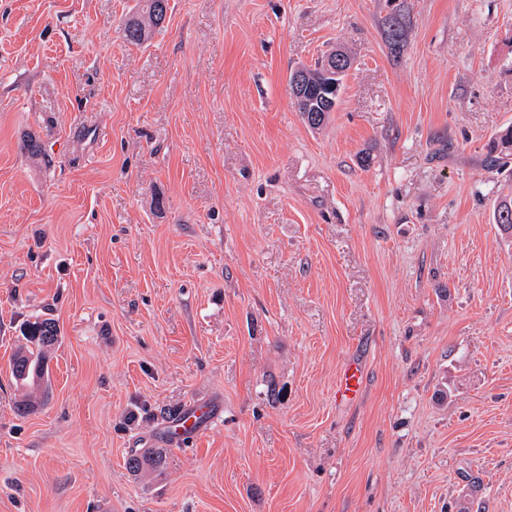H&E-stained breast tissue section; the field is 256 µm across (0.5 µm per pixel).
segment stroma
I'll list each match as a JSON object with an SVG mask.
<instances>
[{"label":"stroma","mask_w":512,"mask_h":512,"mask_svg":"<svg viewBox=\"0 0 512 512\" xmlns=\"http://www.w3.org/2000/svg\"><path fill=\"white\" fill-rule=\"evenodd\" d=\"M134 4L0 0V512H512V0H169L140 47ZM345 56V52L334 50L324 55L320 63L317 61L313 68L304 67L292 73H298L303 80L306 102L302 105L295 102V105L303 121L311 129H318L324 124L330 112L323 110L337 105L341 93V90L337 92L335 85L333 87L328 79L318 73V66L325 77L340 79L343 83L351 69L346 65ZM58 335L54 321L50 319L37 320L28 325L26 330L27 347L25 353L20 357L21 369L17 370L14 360L19 358L18 354L11 361V375L15 383L22 386L35 384L45 374V348L52 345ZM362 389V375L360 369L350 364L345 366L339 374L336 382V392L340 398L353 401L356 400ZM209 418L212 419V408L197 403L166 421L164 430L167 437L175 441L195 435L200 430L202 423Z\"/></svg>","instance_id":"stroma-1"}]
</instances>
